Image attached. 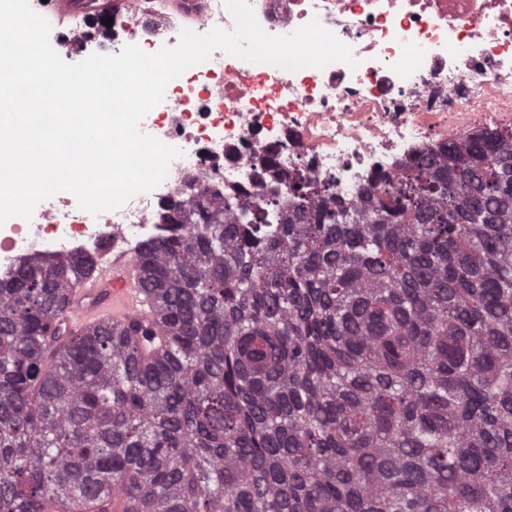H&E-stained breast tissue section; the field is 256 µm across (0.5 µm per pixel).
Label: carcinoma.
Returning a JSON list of instances; mask_svg holds the SVG:
<instances>
[{
	"instance_id": "obj_1",
	"label": "carcinoma",
	"mask_w": 512,
	"mask_h": 512,
	"mask_svg": "<svg viewBox=\"0 0 512 512\" xmlns=\"http://www.w3.org/2000/svg\"><path fill=\"white\" fill-rule=\"evenodd\" d=\"M261 163L136 244L153 324L68 331L98 256L0 281V512H512V133L350 204Z\"/></svg>"
}]
</instances>
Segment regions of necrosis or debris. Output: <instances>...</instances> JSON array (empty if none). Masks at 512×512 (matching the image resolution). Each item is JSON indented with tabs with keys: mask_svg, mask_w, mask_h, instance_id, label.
Masks as SVG:
<instances>
[{
	"mask_svg": "<svg viewBox=\"0 0 512 512\" xmlns=\"http://www.w3.org/2000/svg\"><path fill=\"white\" fill-rule=\"evenodd\" d=\"M269 34L318 19L351 46L357 69L336 62L290 72L215 51L167 86L141 132L181 151L165 181L124 206L92 215L58 194L31 220L0 226V279L33 255L92 254L102 245L158 237L163 205L193 186L224 193L287 195L258 162L278 149L282 169H300L354 202L419 155L478 131L512 132V0H249ZM155 0H123L112 22L87 33L84 12L52 31L62 59L151 53L176 45L177 18L147 24Z\"/></svg>",
	"mask_w": 512,
	"mask_h": 512,
	"instance_id": "4bbe7bcc",
	"label": "necrosis or debris"
}]
</instances>
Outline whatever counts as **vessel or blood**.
Wrapping results in <instances>:
<instances>
[{"instance_id": "obj_1", "label": "vessel or blood", "mask_w": 512, "mask_h": 512, "mask_svg": "<svg viewBox=\"0 0 512 512\" xmlns=\"http://www.w3.org/2000/svg\"><path fill=\"white\" fill-rule=\"evenodd\" d=\"M84 10L111 14L113 0H47L45 9L56 21H63L75 5ZM151 318L149 302L141 287L136 253L125 249L101 263L86 278L65 309L62 319L70 329L82 330L104 321L124 323Z\"/></svg>"}]
</instances>
